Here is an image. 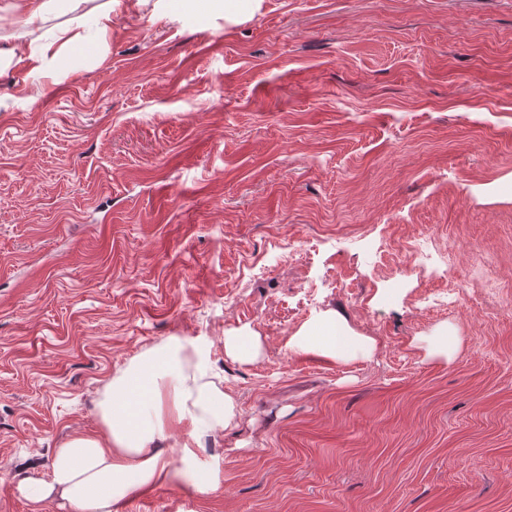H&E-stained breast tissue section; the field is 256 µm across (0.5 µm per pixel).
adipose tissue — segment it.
I'll list each match as a JSON object with an SVG mask.
<instances>
[{
	"mask_svg": "<svg viewBox=\"0 0 512 512\" xmlns=\"http://www.w3.org/2000/svg\"><path fill=\"white\" fill-rule=\"evenodd\" d=\"M73 13L52 36L29 50L25 42L0 36V73L9 68L31 72L50 70L61 49L84 44L80 32L92 16L98 33L112 25V4L102 0H69ZM293 352H312L331 360L371 357L373 338L353 334L339 315L328 314L301 328L288 340ZM209 343L204 337L152 349L113 378L102 404L105 434L78 436L55 449L47 479H28L25 497L40 502L61 500L70 512H120L133 493L160 484L170 474V462L150 445L169 422L185 423L189 432L180 444L191 462L209 433L237 427L233 396L208 376Z\"/></svg>",
	"mask_w": 512,
	"mask_h": 512,
	"instance_id": "1",
	"label": "adipose tissue"
}]
</instances>
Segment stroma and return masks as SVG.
<instances>
[{
  "mask_svg": "<svg viewBox=\"0 0 512 512\" xmlns=\"http://www.w3.org/2000/svg\"><path fill=\"white\" fill-rule=\"evenodd\" d=\"M0 98V512L197 336L239 425L122 512H512V0H121ZM329 312L371 358L289 351ZM260 350L261 343L258 336L237 332L224 338V353L232 360L242 363L254 362L259 358Z\"/></svg>",
  "mask_w": 512,
  "mask_h": 512,
  "instance_id": "1",
  "label": "stroma"
}]
</instances>
